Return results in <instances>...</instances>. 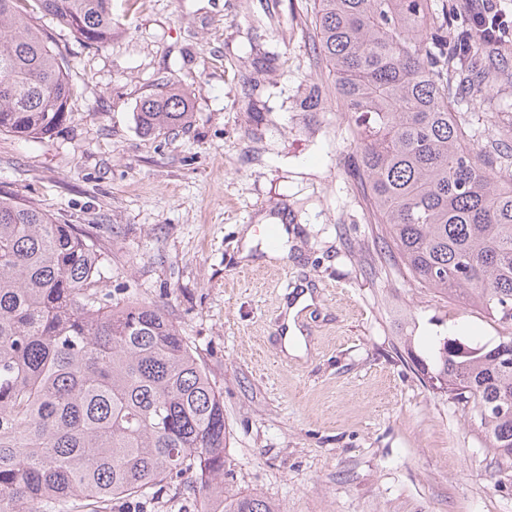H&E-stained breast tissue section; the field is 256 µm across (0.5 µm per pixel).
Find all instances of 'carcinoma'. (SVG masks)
<instances>
[{"mask_svg": "<svg viewBox=\"0 0 512 512\" xmlns=\"http://www.w3.org/2000/svg\"><path fill=\"white\" fill-rule=\"evenodd\" d=\"M35 12L86 45L112 39V0H0V133L24 140L63 130L74 93ZM313 24L389 256L507 331L492 347L439 336L418 365L512 467V129L472 122L512 87V43L482 39L452 0H315ZM190 108L170 87L138 122L163 135ZM106 262L93 236L0 197V512H148L171 490L176 512H282L233 487L222 390L161 306L105 290Z\"/></svg>", "mask_w": 512, "mask_h": 512, "instance_id": "cac0c4a2", "label": "carcinoma"}]
</instances>
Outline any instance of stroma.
Segmentation results:
<instances>
[{
	"mask_svg": "<svg viewBox=\"0 0 512 512\" xmlns=\"http://www.w3.org/2000/svg\"><path fill=\"white\" fill-rule=\"evenodd\" d=\"M314 0H112L89 46L49 16L67 57L70 121L38 142L0 134V195L94 234L109 289L164 304L224 392L227 465L284 512H512L503 468L415 366L439 335L495 345L501 329L380 256L348 170L356 145L315 51ZM176 85L192 115L159 137L133 112ZM321 90V109L299 102ZM288 224L286 257L246 229ZM311 293L304 356L285 307ZM311 303V297L308 292H305L297 297L296 301L291 305L287 311L286 317V331L283 336V347L287 352L296 354L304 348V337L297 329L294 318L296 314L306 305Z\"/></svg>",
	"mask_w": 512,
	"mask_h": 512,
	"instance_id": "stroma-1",
	"label": "stroma"
}]
</instances>
